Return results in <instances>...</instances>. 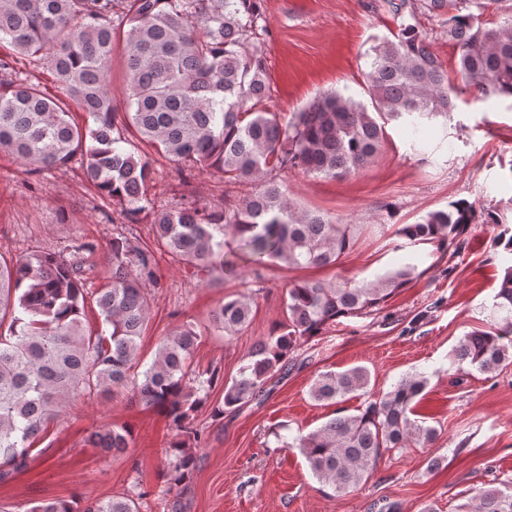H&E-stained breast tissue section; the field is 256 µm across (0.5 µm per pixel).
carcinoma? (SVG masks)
<instances>
[{"label":"carcinoma","mask_w":512,"mask_h":512,"mask_svg":"<svg viewBox=\"0 0 512 512\" xmlns=\"http://www.w3.org/2000/svg\"><path fill=\"white\" fill-rule=\"evenodd\" d=\"M399 20L398 32L373 45L365 93L369 102L329 93L284 120L263 106L268 98L263 49L267 17L263 0H0V44L43 62L62 95L40 83L0 78V150L29 173L65 166L80 157L97 192L126 223L152 216L156 245L180 259L202 281L234 271L224 260V236L241 241L246 260L260 269L269 261L289 269L337 264L358 239L360 225L303 210L273 172L297 168L336 178L369 165L381 149L386 125L407 119L412 149L426 153L419 124L450 119L462 89L512 98V0H383ZM505 15L483 23L488 9ZM437 18L459 48L451 84L418 16ZM124 60L125 112L112 94V58ZM88 115L75 121L71 104ZM178 163L179 173L214 171L246 181L252 191L224 197L206 209L186 199L159 209L150 196L148 152ZM483 222L501 227L495 246L512 256V227L493 207ZM476 207L465 200L428 212L396 234L439 252L458 247ZM84 243L71 257L51 252L7 260L0 256V480L22 471L34 443L66 404L82 395L127 390L130 398L166 412L170 484L186 483L202 434L196 413L210 400L216 372L190 369L199 334L183 324L143 366L139 339L150 319L153 254L122 233L112 237L109 276L96 292L101 329L85 324L88 277ZM405 262L374 281L304 280L286 293V318L259 341L224 384L217 417L231 416L261 396L274 374L288 371L290 355L340 317L379 311L414 278ZM248 295L226 297L212 311V326L227 337L250 322ZM495 320L461 338L453 362L494 374L512 364V264L494 296ZM428 379L414 374L392 390H369L361 366L318 375L316 402L339 404L359 391L355 414H342L294 439L313 476L342 496L365 484L382 457L413 444L427 446L437 428L417 411ZM128 428L111 425L86 443L108 457L129 448ZM26 512H136L133 499L43 501ZM465 512H512V485L481 491Z\"/></svg>","instance_id":"1"}]
</instances>
